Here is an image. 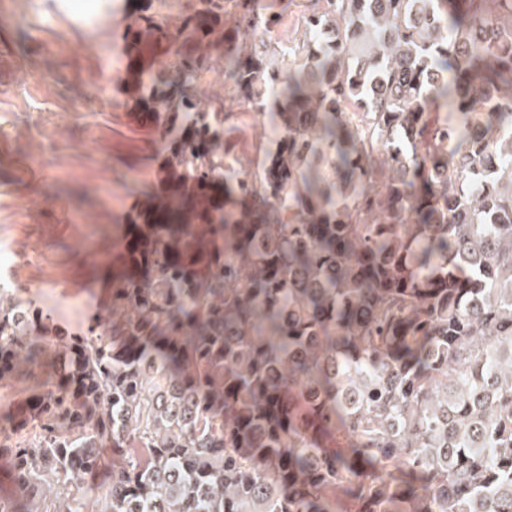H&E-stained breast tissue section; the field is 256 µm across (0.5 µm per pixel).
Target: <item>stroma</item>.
Segmentation results:
<instances>
[{"mask_svg": "<svg viewBox=\"0 0 512 512\" xmlns=\"http://www.w3.org/2000/svg\"><path fill=\"white\" fill-rule=\"evenodd\" d=\"M190 4L0 0V231L15 235L16 260L36 255L64 275L48 288L15 279L14 260L1 259L0 283L63 329H86L105 305L115 227L158 187L163 153L156 128L134 118L127 23L148 9L168 28ZM243 112L236 107L224 140L253 161L271 135Z\"/></svg>", "mask_w": 512, "mask_h": 512, "instance_id": "1", "label": "stroma"}]
</instances>
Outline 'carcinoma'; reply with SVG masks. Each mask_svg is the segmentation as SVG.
<instances>
[{"label": "carcinoma", "instance_id": "obj_1", "mask_svg": "<svg viewBox=\"0 0 512 512\" xmlns=\"http://www.w3.org/2000/svg\"><path fill=\"white\" fill-rule=\"evenodd\" d=\"M306 8L132 18L180 223L124 225L85 331L0 289V512H512V0ZM199 91L202 101L218 108L224 103V59L214 65L207 79L200 82ZM235 115L224 127L234 124L237 129L224 133L226 147L230 150V155L238 157L245 166H249L247 160L254 161L262 156V149L274 137L271 136L269 130H263L256 125L254 119H244L243 112L252 114L253 110L247 105L237 106L234 110ZM253 164L251 168H253ZM248 169V170H249ZM247 170V171H248Z\"/></svg>", "mask_w": 512, "mask_h": 512}]
</instances>
